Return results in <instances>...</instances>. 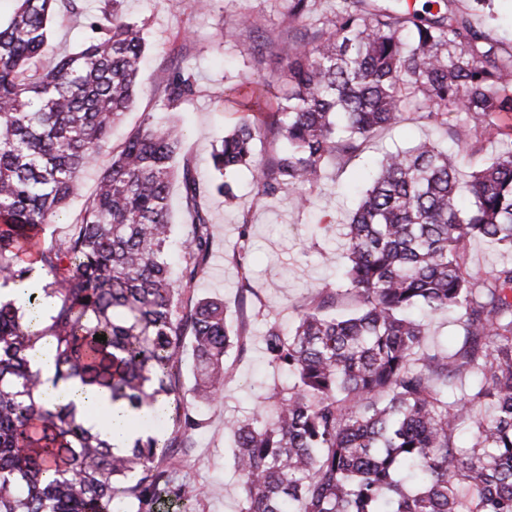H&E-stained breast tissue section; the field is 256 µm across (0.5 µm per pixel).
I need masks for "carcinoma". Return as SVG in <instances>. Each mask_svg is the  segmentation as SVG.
Segmentation results:
<instances>
[{
	"label": "carcinoma",
	"instance_id": "obj_1",
	"mask_svg": "<svg viewBox=\"0 0 512 512\" xmlns=\"http://www.w3.org/2000/svg\"><path fill=\"white\" fill-rule=\"evenodd\" d=\"M17 2L0 23V289L18 292L0 299V512H194L207 489L174 478L177 449L202 426L194 408L223 403L225 357L243 330L224 301L193 300L213 245L203 190L189 161L176 167L181 133L149 114L110 152L67 236L45 241L133 105L146 41L112 0L82 48L38 74L58 0ZM285 2L305 25L274 46L281 94L249 80L224 90V107L242 113L211 154L225 204L241 168L257 199L289 188L302 203L330 163L413 108L457 150L423 141L388 154L346 224L343 286L321 290L288 333L266 322L268 364L286 380L225 423L241 512H512V264L476 282L467 263L474 238L512 247V127L497 123L512 112V47L475 25L486 0H342L333 17L318 0ZM194 91L177 70L164 105ZM267 133L272 153L259 162ZM492 140L498 151L483 154ZM461 153L480 156L468 207ZM175 178L190 216L176 278ZM249 249L243 223L242 270ZM341 297L354 307L336 311ZM416 311L457 313L453 347L426 348ZM36 350L50 355L53 385L109 392L141 428L132 445L109 444L74 404L43 396ZM466 422L476 432L462 445Z\"/></svg>",
	"mask_w": 512,
	"mask_h": 512
}]
</instances>
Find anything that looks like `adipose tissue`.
Here are the masks:
<instances>
[{"instance_id":"ef3b65f1","label":"adipose tissue","mask_w":512,"mask_h":512,"mask_svg":"<svg viewBox=\"0 0 512 512\" xmlns=\"http://www.w3.org/2000/svg\"><path fill=\"white\" fill-rule=\"evenodd\" d=\"M45 392L62 401L74 402L85 426L101 432L103 439L116 447H128L137 436L136 431L127 428L122 421L119 406L113 405L108 394L96 387L84 385L76 379L58 387L46 385ZM104 417L112 421L111 426L106 430L102 429L100 423L101 418Z\"/></svg>"}]
</instances>
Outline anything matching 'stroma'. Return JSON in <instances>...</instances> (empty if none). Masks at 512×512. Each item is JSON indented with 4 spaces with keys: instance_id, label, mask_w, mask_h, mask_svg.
Wrapping results in <instances>:
<instances>
[{
    "instance_id": "stroma-1",
    "label": "stroma",
    "mask_w": 512,
    "mask_h": 512,
    "mask_svg": "<svg viewBox=\"0 0 512 512\" xmlns=\"http://www.w3.org/2000/svg\"><path fill=\"white\" fill-rule=\"evenodd\" d=\"M111 6L112 0H62L50 32L55 51L77 50L88 36L86 17ZM122 11L142 26L147 56L136 101L114 130L112 147H119L145 114H153L181 129L184 154L195 164L200 180L208 181L212 146L237 121L236 113L224 109L226 83L244 77L279 89L275 57H265L259 64L252 51L258 44L294 34L296 24L290 23L282 0H210L200 11L175 8L172 0H123ZM236 25L241 28L239 38L224 41V30ZM178 67L194 75L196 93L189 102L169 110L162 103V90ZM425 138L437 140L446 150L453 147L444 129L422 112L409 111L400 124L373 136L361 152L330 165L321 183L308 191L302 207L295 202V192L288 190L257 201L247 172L238 178L235 207H225L216 192L205 193L214 246L194 295L223 298L245 333L243 348L227 359L223 404L199 410L203 426L181 456V478L208 490L196 512L240 510L241 488L224 421L252 415L269 381L263 315L274 316L282 328H289L317 290L338 287L346 262L342 226L358 204V188L369 184L385 153L412 147ZM244 222L251 234L245 274L232 260Z\"/></svg>"
}]
</instances>
